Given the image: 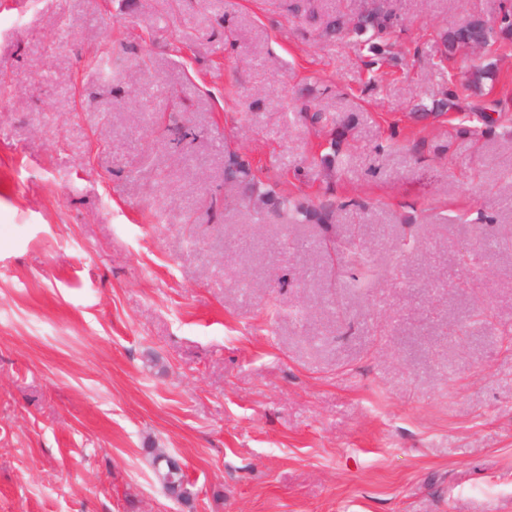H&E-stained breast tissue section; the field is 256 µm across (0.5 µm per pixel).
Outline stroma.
<instances>
[{
  "mask_svg": "<svg viewBox=\"0 0 512 512\" xmlns=\"http://www.w3.org/2000/svg\"><path fill=\"white\" fill-rule=\"evenodd\" d=\"M503 2L0 0V512H512V47L440 39ZM391 26L389 16L379 12H369L361 16L355 24L353 32L358 37L369 34L362 42L368 46L370 53L378 55L380 43L377 40L383 39L389 33ZM234 150H227L224 160V179L241 190L242 200L257 206L258 212L285 219L290 224H331L335 221L336 202L331 199L317 202L278 194ZM171 457L164 453L152 455V465L155 474L164 489L167 486H178L184 492L183 497H188L187 477L181 467H169L168 463Z\"/></svg>",
  "mask_w": 512,
  "mask_h": 512,
  "instance_id": "stroma-1",
  "label": "stroma"
}]
</instances>
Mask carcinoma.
I'll use <instances>...</instances> for the list:
<instances>
[{
	"label": "carcinoma",
	"instance_id": "obj_1",
	"mask_svg": "<svg viewBox=\"0 0 512 512\" xmlns=\"http://www.w3.org/2000/svg\"><path fill=\"white\" fill-rule=\"evenodd\" d=\"M389 16L379 12H369L357 21L353 32L365 37L364 45L369 52L378 54L379 40L391 28ZM442 44L448 51L460 47H491L497 43L506 45L512 42V10L501 13L497 24L491 25L480 15H472L463 24L452 27L441 34ZM225 181L241 190L243 200L257 206L258 212L285 219L290 224H333L335 223L336 202L327 199L317 202L304 198L278 194L264 179L263 172L255 170L234 150L226 151L224 160ZM170 456L164 453L152 455L155 474L162 485L177 486L188 492L187 477L180 467L169 466Z\"/></svg>",
	"mask_w": 512,
	"mask_h": 512
}]
</instances>
